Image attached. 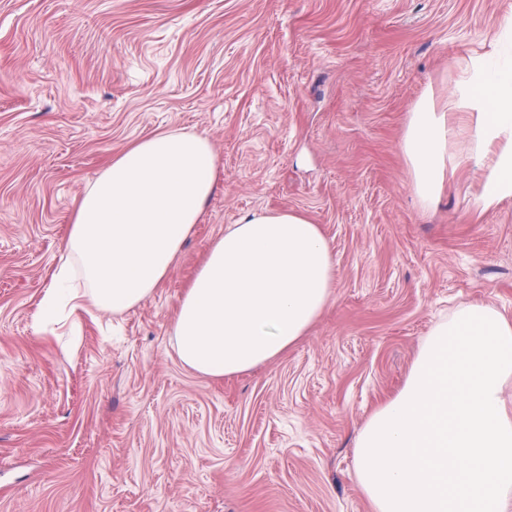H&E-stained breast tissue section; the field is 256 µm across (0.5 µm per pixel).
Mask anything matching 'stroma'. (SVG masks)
I'll return each mask as SVG.
<instances>
[{
	"mask_svg": "<svg viewBox=\"0 0 512 512\" xmlns=\"http://www.w3.org/2000/svg\"><path fill=\"white\" fill-rule=\"evenodd\" d=\"M512 0H0V512H373L355 438L453 311L512 318V198L448 98ZM454 161L418 203L402 139L425 97ZM169 130L207 137L219 187L168 276L120 315L44 330L75 202ZM257 210L320 225L332 297L249 372L180 361L179 301Z\"/></svg>",
	"mask_w": 512,
	"mask_h": 512,
	"instance_id": "stroma-1",
	"label": "stroma"
}]
</instances>
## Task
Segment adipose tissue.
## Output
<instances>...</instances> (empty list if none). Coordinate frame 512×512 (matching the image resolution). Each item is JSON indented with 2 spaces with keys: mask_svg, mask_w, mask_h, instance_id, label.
I'll use <instances>...</instances> for the list:
<instances>
[{
  "mask_svg": "<svg viewBox=\"0 0 512 512\" xmlns=\"http://www.w3.org/2000/svg\"><path fill=\"white\" fill-rule=\"evenodd\" d=\"M506 43L468 66L449 109L473 132L468 157L499 152L480 196L490 208L512 197V17ZM455 130L432 98L411 114L402 148L422 207H432L451 163ZM209 140L184 131L145 137L107 163L76 202L69 255L51 273L38 324L60 305L87 299L120 314L148 298L168 275L217 186ZM334 257L319 225L294 211H255L228 226L181 298L172 334L181 362L205 376L242 373L278 357L326 308Z\"/></svg>",
  "mask_w": 512,
  "mask_h": 512,
  "instance_id": "ef3b65f1",
  "label": "adipose tissue"
}]
</instances>
